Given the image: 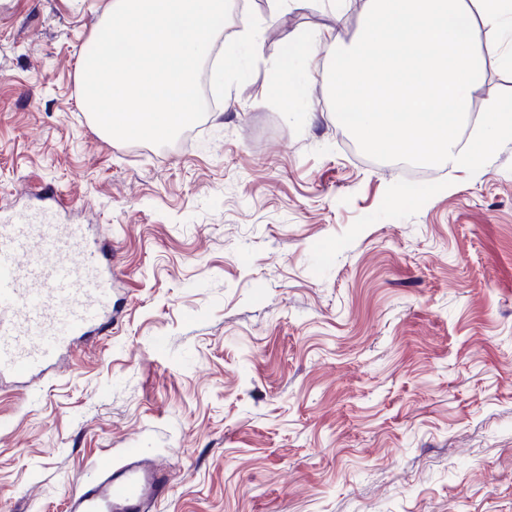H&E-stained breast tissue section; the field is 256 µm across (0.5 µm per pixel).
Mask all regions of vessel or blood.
Wrapping results in <instances>:
<instances>
[{"instance_id": "b4317fda", "label": "vessel or blood", "mask_w": 512, "mask_h": 512, "mask_svg": "<svg viewBox=\"0 0 512 512\" xmlns=\"http://www.w3.org/2000/svg\"><path fill=\"white\" fill-rule=\"evenodd\" d=\"M54 209L0 216V379L49 369L76 340L112 323V269L99 257L95 229L62 221ZM98 481L72 492L70 512H151L167 478L141 449L122 464L98 462Z\"/></svg>"}]
</instances>
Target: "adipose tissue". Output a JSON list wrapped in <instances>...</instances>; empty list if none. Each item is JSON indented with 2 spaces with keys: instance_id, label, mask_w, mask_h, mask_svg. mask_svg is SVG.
I'll list each match as a JSON object with an SVG mask.
<instances>
[{
  "instance_id": "adipose-tissue-1",
  "label": "adipose tissue",
  "mask_w": 512,
  "mask_h": 512,
  "mask_svg": "<svg viewBox=\"0 0 512 512\" xmlns=\"http://www.w3.org/2000/svg\"><path fill=\"white\" fill-rule=\"evenodd\" d=\"M320 52L330 64L337 115L370 152L476 170L500 141L512 140V99H495L478 141L459 146L487 60L512 70V0H367L364 28L349 46L316 30L300 51L276 60L287 76L282 98L309 95L315 76L298 82L292 74L299 58Z\"/></svg>"
}]
</instances>
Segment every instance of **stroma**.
<instances>
[{
    "mask_svg": "<svg viewBox=\"0 0 512 512\" xmlns=\"http://www.w3.org/2000/svg\"><path fill=\"white\" fill-rule=\"evenodd\" d=\"M112 0H0V211L45 188L108 235L115 322L56 372L0 383V512H67L143 449L158 512H512V141L478 171L366 152L327 82L274 62L352 41L366 0H301L204 64L203 119L101 135L80 60ZM512 96L488 60L471 107ZM239 27L236 45L224 48V68L233 73L240 67V48H256L262 35V28L258 27L249 15L241 17Z\"/></svg>",
    "mask_w": 512,
    "mask_h": 512,
    "instance_id": "1",
    "label": "stroma"
}]
</instances>
